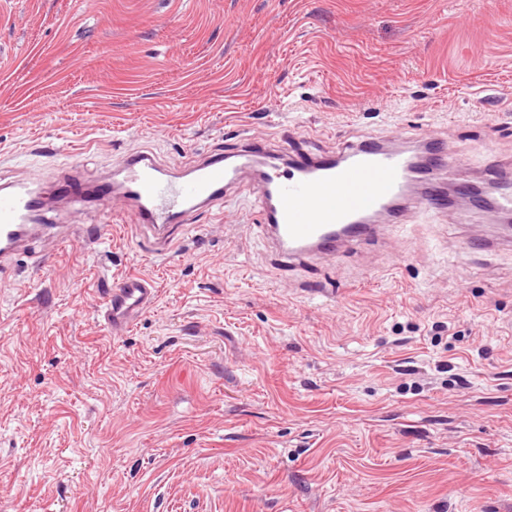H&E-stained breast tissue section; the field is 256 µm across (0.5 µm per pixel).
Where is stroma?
Here are the masks:
<instances>
[{"mask_svg": "<svg viewBox=\"0 0 512 512\" xmlns=\"http://www.w3.org/2000/svg\"><path fill=\"white\" fill-rule=\"evenodd\" d=\"M241 131L435 134L481 180L512 163V0H0V185ZM81 220L103 247L0 279V512H512V250L426 210L291 270L247 192L164 255ZM127 274L160 294L116 336Z\"/></svg>", "mask_w": 512, "mask_h": 512, "instance_id": "35a3bbf8", "label": "stroma"}]
</instances>
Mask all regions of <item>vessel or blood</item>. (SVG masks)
Listing matches in <instances>:
<instances>
[{
    "instance_id": "obj_1",
    "label": "vessel or blood",
    "mask_w": 512,
    "mask_h": 512,
    "mask_svg": "<svg viewBox=\"0 0 512 512\" xmlns=\"http://www.w3.org/2000/svg\"><path fill=\"white\" fill-rule=\"evenodd\" d=\"M448 177L469 193L456 152L447 140L428 134L397 143L368 139L333 154L242 138L224 153L193 160L178 175L151 154L128 155L95 193L101 201L123 204L137 228L149 232L152 249L163 254L173 244L176 227L224 209L234 193L252 192L273 250L295 265L376 239L384 222H401L407 212L446 206ZM494 179L501 188L492 204L510 214L512 170L497 171ZM43 208L32 181L0 188V269L45 233V225L29 221ZM157 297L151 278L125 275L113 280L99 316L117 334L151 309Z\"/></svg>"
}]
</instances>
